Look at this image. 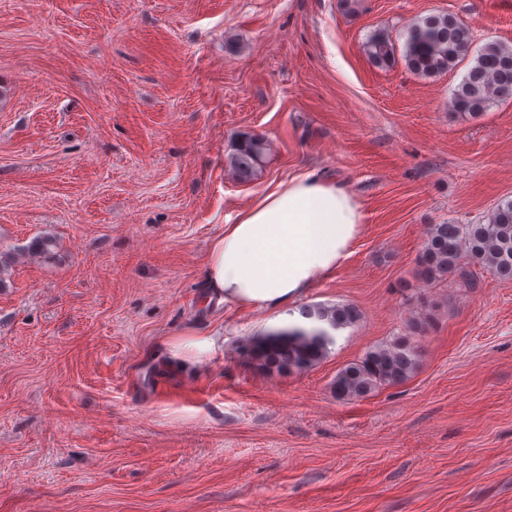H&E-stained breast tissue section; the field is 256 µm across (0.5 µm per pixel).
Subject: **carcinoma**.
Masks as SVG:
<instances>
[{
  "label": "carcinoma",
  "instance_id": "1",
  "mask_svg": "<svg viewBox=\"0 0 512 512\" xmlns=\"http://www.w3.org/2000/svg\"><path fill=\"white\" fill-rule=\"evenodd\" d=\"M402 59L414 74L433 78L455 69L471 52L472 34L462 21L447 13L427 15L411 23L405 33ZM371 62L380 67L395 63L396 46L379 31L365 45ZM512 96V47L485 44L474 56L467 73L453 90L451 108L477 116L498 98ZM266 144L257 136L240 139L231 156L239 179L248 181L264 162ZM478 264L493 276L512 279V200L496 206L479 224H430L419 254L421 275L428 282L451 275L468 281L466 267ZM303 319L324 321L329 329L291 327L267 332L244 347L248 362L277 374L314 368L335 343L330 330L345 329L360 320L349 304L304 306ZM418 355L411 336H393L369 348L362 357L341 367L332 381L339 401L364 399L379 390L408 380L416 371Z\"/></svg>",
  "mask_w": 512,
  "mask_h": 512
}]
</instances>
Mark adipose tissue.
I'll use <instances>...</instances> for the list:
<instances>
[{"instance_id": "adipose-tissue-1", "label": "adipose tissue", "mask_w": 512, "mask_h": 512, "mask_svg": "<svg viewBox=\"0 0 512 512\" xmlns=\"http://www.w3.org/2000/svg\"><path fill=\"white\" fill-rule=\"evenodd\" d=\"M362 219L360 203L332 180L299 174L278 183L211 242L207 294L238 308H291L347 256Z\"/></svg>"}]
</instances>
